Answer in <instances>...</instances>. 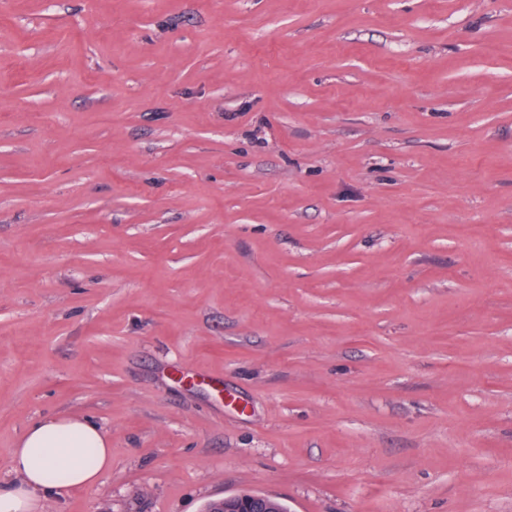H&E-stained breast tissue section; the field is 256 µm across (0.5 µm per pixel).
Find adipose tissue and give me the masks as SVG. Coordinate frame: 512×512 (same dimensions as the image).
Wrapping results in <instances>:
<instances>
[{
  "label": "adipose tissue",
  "mask_w": 512,
  "mask_h": 512,
  "mask_svg": "<svg viewBox=\"0 0 512 512\" xmlns=\"http://www.w3.org/2000/svg\"><path fill=\"white\" fill-rule=\"evenodd\" d=\"M10 465L21 481L0 484V512H37L48 497L100 483L112 468V450L89 419L49 416L26 429Z\"/></svg>",
  "instance_id": "ef3b65f1"
}]
</instances>
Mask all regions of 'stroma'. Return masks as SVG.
Wrapping results in <instances>:
<instances>
[{"label": "stroma", "instance_id": "stroma-1", "mask_svg": "<svg viewBox=\"0 0 512 512\" xmlns=\"http://www.w3.org/2000/svg\"><path fill=\"white\" fill-rule=\"evenodd\" d=\"M45 512H512V0H0V479ZM10 465L21 481H0V511L36 512L48 496L100 483L112 469V448L89 419L49 416L26 429L17 448L10 450ZM206 512H282L280 502L269 495L242 492L213 500Z\"/></svg>", "mask_w": 512, "mask_h": 512}]
</instances>
